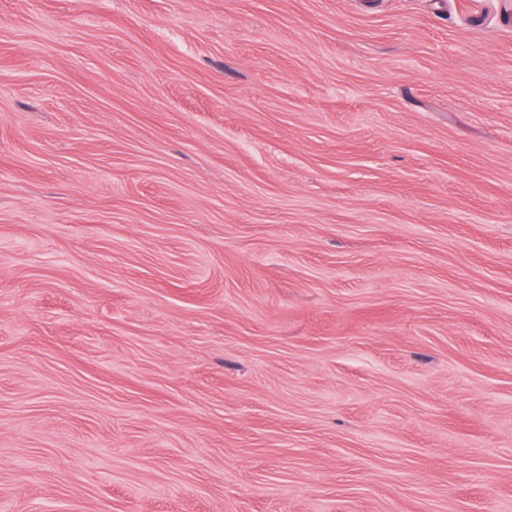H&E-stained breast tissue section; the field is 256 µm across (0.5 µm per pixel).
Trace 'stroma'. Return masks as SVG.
Listing matches in <instances>:
<instances>
[{
    "label": "stroma",
    "mask_w": 512,
    "mask_h": 512,
    "mask_svg": "<svg viewBox=\"0 0 512 512\" xmlns=\"http://www.w3.org/2000/svg\"><path fill=\"white\" fill-rule=\"evenodd\" d=\"M497 0H0V512H512Z\"/></svg>",
    "instance_id": "1"
}]
</instances>
